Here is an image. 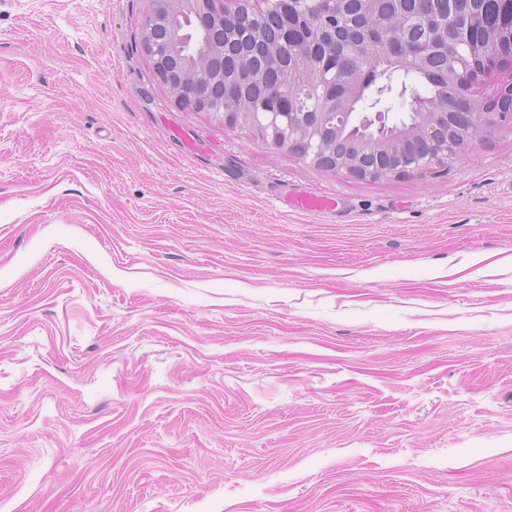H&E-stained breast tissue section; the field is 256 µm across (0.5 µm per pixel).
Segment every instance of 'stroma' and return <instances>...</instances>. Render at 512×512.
Listing matches in <instances>:
<instances>
[{
  "mask_svg": "<svg viewBox=\"0 0 512 512\" xmlns=\"http://www.w3.org/2000/svg\"><path fill=\"white\" fill-rule=\"evenodd\" d=\"M148 7L0 0V512H512V129L334 175L183 110Z\"/></svg>",
  "mask_w": 512,
  "mask_h": 512,
  "instance_id": "35a3bbf8",
  "label": "stroma"
}]
</instances>
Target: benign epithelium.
Returning <instances> with one entry per match:
<instances>
[{
	"label": "benign epithelium",
	"instance_id": "benign-epithelium-1",
	"mask_svg": "<svg viewBox=\"0 0 512 512\" xmlns=\"http://www.w3.org/2000/svg\"><path fill=\"white\" fill-rule=\"evenodd\" d=\"M240 0H149V8L139 26V43L149 58L156 80L174 95L177 104L189 112H206L222 120L224 126H257L273 130L265 144L274 148L293 149L308 146L301 158L314 166L357 180L379 181L411 174L427 173L443 176L448 173V160L465 145L486 144L489 134L501 127H512V78L500 83L496 90L484 95L478 88L484 81L507 66L512 69V49L486 52L480 47L466 46L458 56V79L467 91L449 101L446 112H424L417 132L425 142L422 153L398 168L368 167L362 158L371 153H395L394 140H383L369 134L345 141L344 156L332 164L323 154L324 134L335 131L356 116L353 99L341 101L324 95L318 112H294L280 122L275 99H254L243 96L226 103L213 95L219 83L231 79L224 69V44L236 30ZM192 19L202 32L218 29L220 39L195 55L180 54L183 40L182 22ZM167 32L169 46L159 44L156 34Z\"/></svg>",
	"mask_w": 512,
	"mask_h": 512
}]
</instances>
